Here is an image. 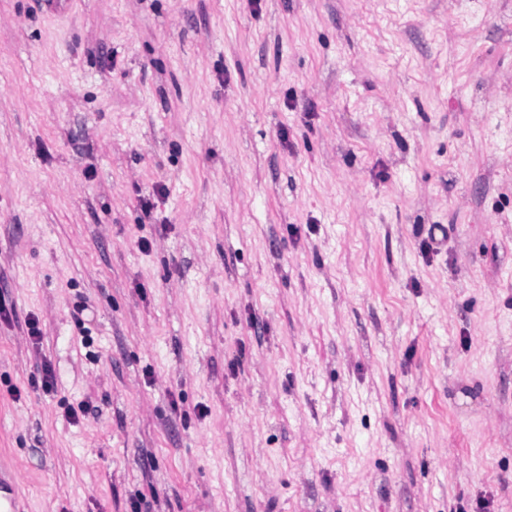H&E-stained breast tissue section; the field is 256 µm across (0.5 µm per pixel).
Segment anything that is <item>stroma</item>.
I'll list each match as a JSON object with an SVG mask.
<instances>
[{
  "label": "stroma",
  "mask_w": 512,
  "mask_h": 512,
  "mask_svg": "<svg viewBox=\"0 0 512 512\" xmlns=\"http://www.w3.org/2000/svg\"><path fill=\"white\" fill-rule=\"evenodd\" d=\"M19 512H512V0H0Z\"/></svg>",
  "instance_id": "1"
}]
</instances>
